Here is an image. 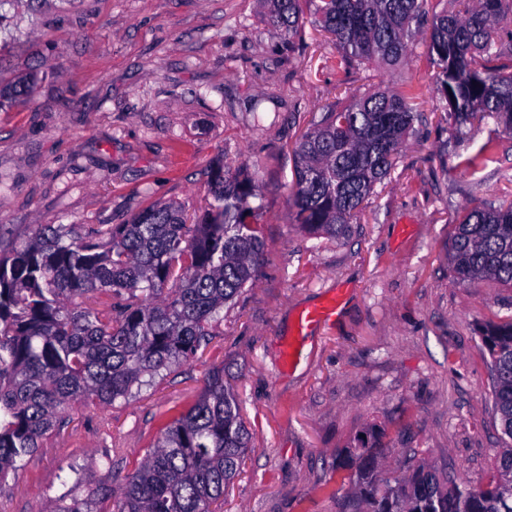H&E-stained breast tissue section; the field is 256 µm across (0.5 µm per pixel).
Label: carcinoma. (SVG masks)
<instances>
[{"label": "carcinoma", "mask_w": 512, "mask_h": 512, "mask_svg": "<svg viewBox=\"0 0 512 512\" xmlns=\"http://www.w3.org/2000/svg\"><path fill=\"white\" fill-rule=\"evenodd\" d=\"M263 20L288 42L299 37L304 6L336 48L337 64L396 70L425 33L444 112L462 131L492 119L512 134V56L500 32L512 0H466L463 9L434 0H257ZM40 75L0 85V109L28 98ZM420 117L412 87L388 85L333 105L294 148L292 221L334 241L395 167ZM256 172L214 168L204 213L186 222L176 202L152 203L126 224H40L27 241L0 253V485L15 477L65 410L111 405L143 378L195 356L224 321V307L256 281L264 252ZM457 278H491L512 288V204L462 209L449 248ZM494 383L506 448L497 474L472 489L449 483L428 463L387 477L380 440L349 450L355 460L346 512H512V319L478 329ZM250 432L224 369L206 377L198 399L162 430L112 489L78 488L51 512H215L241 472Z\"/></svg>", "instance_id": "carcinoma-1"}]
</instances>
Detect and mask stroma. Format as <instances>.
<instances>
[{"label":"stroma","instance_id":"obj_1","mask_svg":"<svg viewBox=\"0 0 512 512\" xmlns=\"http://www.w3.org/2000/svg\"><path fill=\"white\" fill-rule=\"evenodd\" d=\"M303 31L288 44L256 0H0V83L42 75L30 102L0 110V249L160 201L201 217L218 163L257 169L265 210L259 275L207 347L128 400L64 413L0 487V512H45L79 477L120 492L219 367L253 435L221 512H343L351 472L337 462L371 428L389 475L413 454L474 488L492 477L503 437L477 328L512 318V288L458 280L448 245L461 208L512 200V135L488 123L453 140L424 40L399 77L339 68L332 42ZM404 80L423 121L349 236L293 224L291 149L312 117ZM486 145L493 161L466 173ZM340 287L336 321L281 372L297 311Z\"/></svg>","mask_w":512,"mask_h":512}]
</instances>
